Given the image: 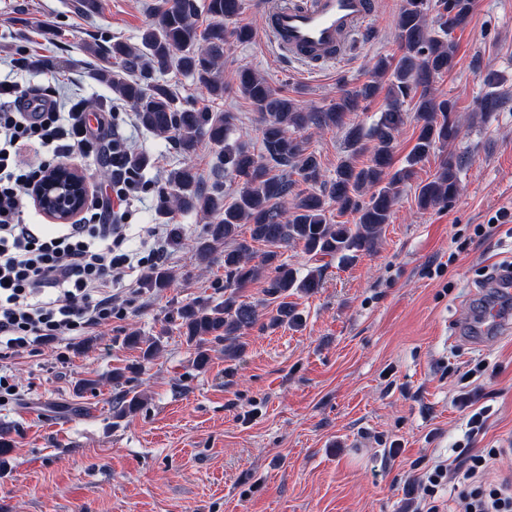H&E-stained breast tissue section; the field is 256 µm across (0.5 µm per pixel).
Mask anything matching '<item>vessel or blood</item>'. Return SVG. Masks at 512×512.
<instances>
[{"label":"vessel or blood","instance_id":"obj_1","mask_svg":"<svg viewBox=\"0 0 512 512\" xmlns=\"http://www.w3.org/2000/svg\"><path fill=\"white\" fill-rule=\"evenodd\" d=\"M374 13L372 0H298L268 12L265 29L279 56L333 62L346 56ZM504 315L490 304L473 322L475 333L498 329Z\"/></svg>","mask_w":512,"mask_h":512}]
</instances>
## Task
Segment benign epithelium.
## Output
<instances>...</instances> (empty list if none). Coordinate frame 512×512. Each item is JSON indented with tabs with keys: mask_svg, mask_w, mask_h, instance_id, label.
Masks as SVG:
<instances>
[{
	"mask_svg": "<svg viewBox=\"0 0 512 512\" xmlns=\"http://www.w3.org/2000/svg\"><path fill=\"white\" fill-rule=\"evenodd\" d=\"M38 209L54 224H70L83 212L89 185L83 171L72 165L48 167L32 185Z\"/></svg>",
	"mask_w": 512,
	"mask_h": 512,
	"instance_id": "obj_1",
	"label": "benign epithelium"
}]
</instances>
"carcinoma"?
Segmentation results:
<instances>
[{
  "label": "carcinoma",
  "instance_id": "obj_1",
  "mask_svg": "<svg viewBox=\"0 0 512 512\" xmlns=\"http://www.w3.org/2000/svg\"><path fill=\"white\" fill-rule=\"evenodd\" d=\"M473 5L474 0H402L396 33L399 56L379 59L369 81L341 88L330 107L320 112L281 96L255 73L239 71L238 90L263 117L264 157L226 144L233 120L230 114L211 118L177 104L163 84L145 88L112 75L115 66L137 71L148 80L155 72L174 66L192 75L209 94L223 95L224 85L215 76V66L224 55V46L243 43L251 35L245 26L226 24L244 10V0H207L211 23L202 31L194 21V0H169V6L158 11L142 33L141 47L112 45V64L99 69L96 77L109 82L121 99L133 104L145 128L174 133L185 155L195 151L202 137L224 145V158L237 179L238 190L226 203L220 195L200 191L197 174L189 164L170 178L173 206L219 216L218 223L208 227L210 239L200 248V255L206 256L214 243L234 242L232 248L224 250V302L180 311L186 343L194 347L199 365L207 363L206 345L213 340L224 342L225 358L234 360L239 356L243 350L242 331L258 322L256 306L241 300L239 292L266 272L270 273L267 293L278 301L269 325H297L301 317L288 303V295L316 292L321 287V275L315 269L298 277L280 261V249L290 243L300 244L313 257L336 255L347 261L372 251L383 226L390 221L394 203L414 178L416 167L432 152L452 146L459 138L460 126L451 119L455 101L434 96L429 87L436 77L454 69L456 48L451 32L469 23ZM384 88L387 104L373 127L366 131L350 120V115L367 110ZM406 103L415 112L418 132L404 163L397 166L394 142L405 124ZM314 125L344 132V151L335 175L319 192L312 185L318 182L320 163L307 151L303 137ZM367 151L369 160L361 166L357 159ZM464 166V156L448 152L434 177L417 185L418 207L429 210L454 201L461 191ZM286 167L309 185L296 194L289 208L284 200L290 183L278 174ZM329 201L340 212L354 214L355 223H328ZM244 225L249 231L247 238L241 232ZM255 243L266 246L257 262ZM126 342L140 349L145 360L157 357L163 349L160 336L133 332ZM139 405L138 396L122 393L115 401L116 415L130 414Z\"/></svg>",
  "mask_w": 512,
  "mask_h": 512
}]
</instances>
